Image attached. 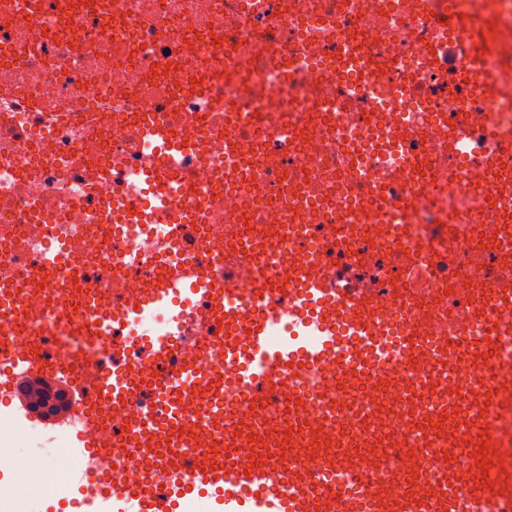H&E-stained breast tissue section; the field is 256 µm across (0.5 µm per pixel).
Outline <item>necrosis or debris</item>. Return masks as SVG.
Instances as JSON below:
<instances>
[{
  "label": "necrosis or debris",
  "mask_w": 512,
  "mask_h": 512,
  "mask_svg": "<svg viewBox=\"0 0 512 512\" xmlns=\"http://www.w3.org/2000/svg\"><path fill=\"white\" fill-rule=\"evenodd\" d=\"M460 14L494 22L490 51L446 26ZM511 78L512 0H0V280L25 283L55 251L106 315L244 247L254 261L224 268L240 288L256 265L285 280L306 256L336 287L374 290L396 332L512 325L496 303L512 289ZM157 125L176 153L146 147ZM273 222L296 232L268 247ZM423 377L407 406L352 383L306 412L335 440L376 417L372 477L432 495L448 439L417 415L448 397H419ZM393 433L424 456L385 460ZM54 470L42 496L110 467L79 472L63 451Z\"/></svg>",
  "instance_id": "4bbe7bcc"
}]
</instances>
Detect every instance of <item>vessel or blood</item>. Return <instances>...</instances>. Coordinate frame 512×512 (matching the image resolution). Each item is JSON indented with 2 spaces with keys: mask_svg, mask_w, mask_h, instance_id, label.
Returning <instances> with one entry per match:
<instances>
[{
  "mask_svg": "<svg viewBox=\"0 0 512 512\" xmlns=\"http://www.w3.org/2000/svg\"><path fill=\"white\" fill-rule=\"evenodd\" d=\"M38 294L0 288V304L14 309L25 321ZM198 300L196 318L224 324V376L211 384L200 381L201 365L189 355L183 319L172 318L165 334L125 339L122 344H102L94 356L80 348L49 349L45 336H21L9 325L0 326V356L23 363L27 373L64 386L71 414L95 422L121 411L129 413L131 431H138L158 414L185 427L186 436L172 434L159 448L108 447L87 436L74 445L92 456L112 461L122 472L108 488L84 490L80 512H171L192 495L211 496L212 512H349L339 491L327 490L324 480L345 467L348 449L356 439L338 447H321L326 433L322 418L306 419L303 401L308 391L300 382L314 378L325 363H337L344 374L372 375L387 343V332L378 326L377 301L364 290L332 287L328 275L308 262H300L289 283L272 277L268 269L255 272L250 287H231L219 270L195 266L169 276V284L147 291L139 302L123 301L111 316L98 318L85 305L75 318L67 303L53 314L57 327L79 329L81 335L105 337L128 327L139 328L157 319L177 298ZM125 358L126 369L113 361ZM94 372L96 383L85 380ZM236 397H227L225 385ZM496 393L497 403L512 406V376H493L483 368L469 369L449 402H460L473 413L483 412L485 391ZM256 395L259 402H287L295 417L287 440H271L258 466L231 461L237 449L249 447L253 421L246 415L241 395ZM485 437L496 477L480 490L456 484L446 494L414 500L383 484L365 486L361 498L365 512H512V470L501 467L492 431H479L473 421L459 422L457 441L459 472H474L479 459L473 444ZM225 453H217V445ZM311 475H303L307 463Z\"/></svg>",
  "mask_w": 512,
  "mask_h": 512,
  "instance_id": "1",
  "label": "vessel or blood"
}]
</instances>
